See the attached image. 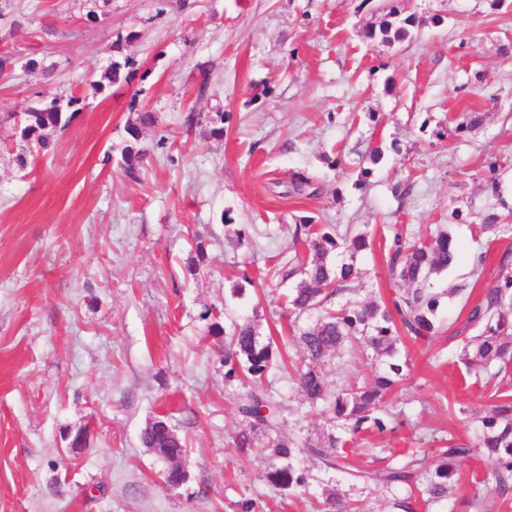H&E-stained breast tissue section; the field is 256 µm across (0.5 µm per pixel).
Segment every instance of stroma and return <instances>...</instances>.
Returning <instances> with one entry per match:
<instances>
[{
  "mask_svg": "<svg viewBox=\"0 0 512 512\" xmlns=\"http://www.w3.org/2000/svg\"><path fill=\"white\" fill-rule=\"evenodd\" d=\"M391 1L422 26L400 42L365 40L362 26ZM1 56L0 512H234L244 497L266 512H318L320 460L303 458L310 486L284 497L263 481V458L234 448L236 391L201 317L229 310L276 335L292 285L282 267L306 217L368 226L360 302L392 294L385 238L448 225L461 253L435 286L461 292L441 301L444 333L401 345L399 424L348 450L376 468L418 448L427 468L442 440L475 444L491 390L461 363L455 333L512 249L478 220L512 209V0H0ZM115 60L123 81L96 90ZM72 95L81 109L51 132L50 151L15 136L27 109ZM217 110L223 137L184 124ZM144 111L156 123L131 180L118 162ZM375 147L382 159L356 186ZM297 173L313 196L294 194ZM228 216L242 242L225 237ZM199 241L207 258L192 275ZM163 414L186 442L178 487L140 441ZM83 427L87 446L70 448ZM485 472L472 454L452 499L416 500L415 512H469Z\"/></svg>",
  "mask_w": 512,
  "mask_h": 512,
  "instance_id": "35a3bbf8",
  "label": "stroma"
}]
</instances>
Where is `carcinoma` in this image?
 Instances as JSON below:
<instances>
[{
	"mask_svg": "<svg viewBox=\"0 0 512 512\" xmlns=\"http://www.w3.org/2000/svg\"><path fill=\"white\" fill-rule=\"evenodd\" d=\"M387 9L389 19L378 26H363L366 39L373 40L380 34L387 41L390 33L401 39L409 28L422 24L413 15L399 17L393 4ZM80 102L76 96L65 103L57 96L42 101L39 107L25 113L21 138L38 151L48 150L49 132L67 126L71 117L65 109ZM204 120L212 125L213 135L224 136L222 112L212 116L189 112L184 124L191 127ZM142 156L143 150L133 143L123 148V173L127 178L138 179L137 162ZM481 231L504 236L512 233V225L493 210L483 215ZM293 238L296 243L304 241L309 257L298 267L293 266L295 258L288 260V272L283 277L297 278L287 294L288 312L297 317L315 313V323L297 329L280 344L263 335L253 320L231 318L225 328L212 325L214 334L224 337L225 384L242 388L236 409L247 428L235 435V448L243 454L262 449L267 460L263 479L282 496L308 487V471L297 466L298 458L307 455L321 460L330 479L342 476L365 488L416 489L429 501L448 500L458 475V463L472 454V447L450 440L448 447L439 450L434 466L424 471L420 459L412 456L383 469L360 468L350 463L345 450L348 440L341 436L331 434L325 440L314 441L303 435L300 426L283 430L281 406L264 386L268 376L288 373L286 353L290 345H297L305 354V363L295 368L303 402L313 408L322 407L331 420L340 423L346 435L387 430L392 412L385 399L404 377L407 366L399 356L398 345L407 336L429 339L440 332L437 311L443 293L434 290L433 281L448 272L457 258L448 226L441 224L427 239L413 242L400 233L393 235L387 246V267L394 296L382 304H360L350 298L356 292L353 285L358 278L352 259L369 248V233L359 231L339 237L305 222L295 225ZM333 252L338 256L336 261L330 258ZM508 258L509 253H504L496 284L468 313L466 326L479 330V334L462 338L461 362L475 374H483L488 382L502 372L496 365L512 361V264ZM369 351L385 359L384 371L361 385L333 387L328 383L324 373L328 362ZM492 398L496 403L482 417V432L476 444L487 466L480 483L504 496L512 489V398L498 390ZM141 443L167 464L162 472L165 483L181 480L179 462L185 454V441L179 434L165 435L148 426L141 434ZM321 512H350V507L341 496L327 491Z\"/></svg>",
	"mask_w": 512,
	"mask_h": 512,
	"instance_id": "1",
	"label": "carcinoma"
}]
</instances>
